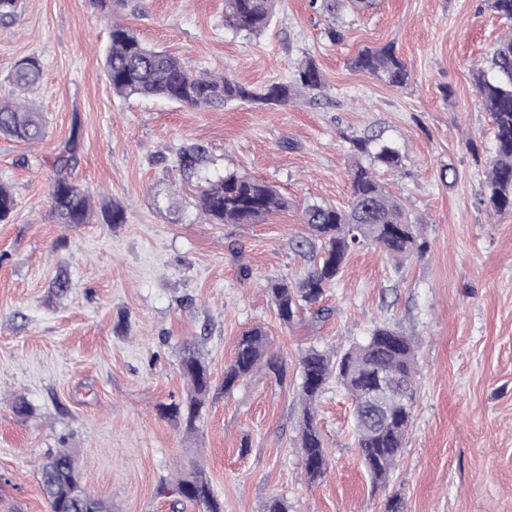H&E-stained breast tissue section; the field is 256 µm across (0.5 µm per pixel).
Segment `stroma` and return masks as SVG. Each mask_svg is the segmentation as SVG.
<instances>
[{
	"label": "stroma",
	"mask_w": 512,
	"mask_h": 512,
	"mask_svg": "<svg viewBox=\"0 0 512 512\" xmlns=\"http://www.w3.org/2000/svg\"><path fill=\"white\" fill-rule=\"evenodd\" d=\"M117 18L192 72L224 74L260 90L313 58L325 88L287 106L231 103L221 111L113 94L102 68L109 27L92 0H21L0 23V97L29 56L44 77L31 97L47 138L0 136V184L16 206L0 224V512H50L37 462L71 449L88 493L111 512H202L160 495L177 471L202 468L224 512H264L274 496L291 512H512V212L480 202L495 151L472 72L507 32L486 0H376L342 6L331 42L310 0H278L268 27L224 26V0H125ZM392 47L411 82L394 87L352 67L364 48ZM78 135L72 178L126 209L122 224H59L51 209L56 148ZM398 147L406 172L379 170L430 250L395 266L379 249L354 250L323 300L331 315L287 328L269 281L298 279L310 261L293 238L303 208L346 205L352 140ZM207 151V174L266 181L288 211L260 224H211L194 204L196 179L173 159ZM457 179L444 184L440 171ZM249 267L250 278L240 275ZM70 281L56 296L57 277ZM399 323L420 344V396L386 486L373 487L352 438V401L327 389L317 406L328 468L308 483L298 438L301 349L362 342L375 322ZM264 327L286 379L259 368L231 393L220 383L241 334ZM215 385L196 433L159 413L183 401L185 343ZM32 409L21 419L15 399Z\"/></svg>",
	"instance_id": "35a3bbf8"
}]
</instances>
